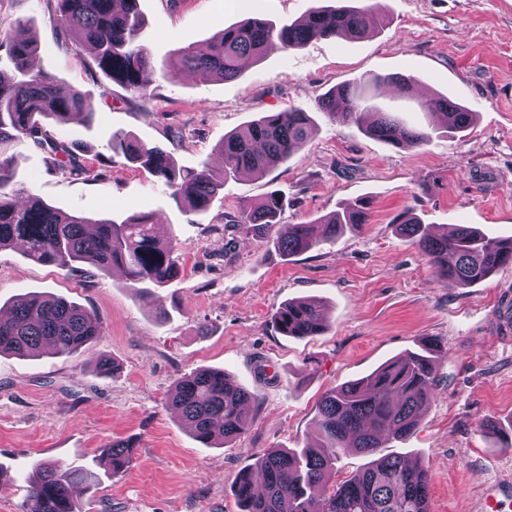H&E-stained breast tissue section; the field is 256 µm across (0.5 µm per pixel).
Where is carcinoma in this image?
Here are the masks:
<instances>
[{"mask_svg": "<svg viewBox=\"0 0 512 512\" xmlns=\"http://www.w3.org/2000/svg\"><path fill=\"white\" fill-rule=\"evenodd\" d=\"M340 6L328 11L308 10L299 19L275 27L262 18L230 25L205 47L190 43L173 59L156 65L138 41L142 18L138 0H48L51 21L72 38L71 46L89 48L99 70L134 97L150 99L147 73L182 67L201 80L237 79L243 63L273 52H288L315 38L344 36L360 39L380 23L365 7ZM0 41L7 44L13 71L0 70V249L20 244L25 257L40 265L72 270L87 264L100 272L115 266L125 270L129 287L151 284L161 288L180 273L178 247L163 242L148 214L118 222L46 203L35 192L33 179L19 177V148L37 147L48 168L74 176H101L80 161L73 143L59 129L74 116L89 121L92 101L79 89L64 94L57 80L44 71L36 40L19 21L0 20ZM409 80L375 76L368 84L377 90L390 84L403 92ZM424 112L440 113L450 132H463L475 113L445 96L420 104ZM318 110L363 128L390 146L421 148L431 139L424 129L409 127L389 112L367 103L361 88L347 84L326 92ZM314 125L308 112L293 108L269 112L240 131L224 135L217 146L223 157L220 172L203 163L197 168L176 167L169 152L127 134H113L112 152L163 183L170 197L193 215H203L224 187V180L240 171L265 174L285 163L310 139ZM285 198L267 193L256 205L240 212L233 227L266 237L275 232L274 246L285 257L334 243L348 226L370 221L360 206L346 207L315 224H281ZM402 235L415 242L440 277L468 287L512 264V238L489 237L458 224L451 234L432 236L415 217L400 222ZM275 329L295 338H312L329 327L326 310L310 301L282 305L272 316ZM105 336L103 327L79 305L63 298L28 293L0 306V355L35 357L50 347L71 356ZM437 344L429 341L419 352L391 361L369 375L325 393L318 404L316 443L300 450L273 449L258 460L265 491L254 490L251 475L234 485L241 512H430L429 478L415 460L380 454L394 442L406 441L417 430L429 404L437 377ZM254 395L222 369H201L179 379L169 398L171 408L202 443L222 447L244 434ZM352 448L374 456L372 464L355 472L331 490L328 476L340 452ZM112 474L124 472L133 447L120 440L108 448ZM88 479L79 466L39 462L29 481L23 512H77L72 487Z\"/></svg>", "mask_w": 512, "mask_h": 512, "instance_id": "obj_1", "label": "carcinoma"}]
</instances>
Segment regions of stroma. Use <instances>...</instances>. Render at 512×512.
<instances>
[{"label":"stroma","instance_id":"35a3bbf8","mask_svg":"<svg viewBox=\"0 0 512 512\" xmlns=\"http://www.w3.org/2000/svg\"><path fill=\"white\" fill-rule=\"evenodd\" d=\"M317 0H139L142 34L155 62L181 46L208 43L249 17L280 24ZM383 23L360 39H315L248 63L232 81L199 80L178 68L152 75L149 100L112 84L92 56L66 49L46 0H0V18L26 23L41 63L65 88L89 94L94 123L72 122L61 136L106 176L76 179L47 170L43 153L20 149L19 174L35 177L49 204L123 219L153 215L181 245L179 277L147 298L124 274L91 275L0 250V304L28 292L77 302L105 330L76 356H0V512H22L35 461L76 464L79 512H240L233 486L270 449L315 441L317 405L327 391L440 341L434 397L413 437L396 453L427 470L430 512H484L487 491L512 482V448L485 421L512 423V266L458 288L398 224L413 214L433 233L468 224L512 237V0H373ZM402 75L420 95L383 86L377 105L432 130L420 148H395L316 109L319 97L364 76ZM444 94L476 114L454 135L419 110V97ZM312 113L310 141L264 175L229 178L201 216L181 212L146 172L112 159L121 131L165 146L178 166L221 169L224 135L269 112ZM287 200L280 221L310 224L367 199L369 224L332 245L284 257L271 240L239 233L229 221L269 191ZM291 300L324 306L328 330L297 339L275 331L273 313ZM166 317H158V309ZM114 369L95 371L98 355ZM218 368L255 396L248 431L208 448L169 406L175 381ZM129 440L136 458L112 475L107 450Z\"/></svg>","mask_w":512,"mask_h":512}]
</instances>
